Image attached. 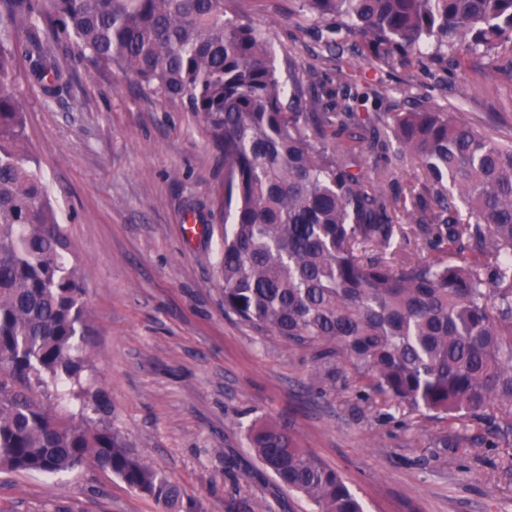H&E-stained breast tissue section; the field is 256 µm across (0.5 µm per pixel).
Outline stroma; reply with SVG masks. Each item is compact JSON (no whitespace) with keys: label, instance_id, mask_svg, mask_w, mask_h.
<instances>
[{"label":"stroma","instance_id":"stroma-1","mask_svg":"<svg viewBox=\"0 0 512 512\" xmlns=\"http://www.w3.org/2000/svg\"><path fill=\"white\" fill-rule=\"evenodd\" d=\"M266 30L280 74L304 97L338 73L376 95L357 111L363 171L392 156L388 112L438 109L512 143V80L483 60L374 57L341 18L303 0H237ZM73 90L45 101L17 62L14 92L28 142L86 277L81 345L113 426L166 473L197 512H312L278 486L248 443L250 425H285L298 447L340 472L365 512H512V433L500 411L448 422L369 392L349 364L335 375L305 349L224 313L219 274L224 158L193 113L142 92L117 69L61 55ZM197 232L186 237L184 217ZM0 512H160L109 472L48 477L0 471Z\"/></svg>","mask_w":512,"mask_h":512}]
</instances>
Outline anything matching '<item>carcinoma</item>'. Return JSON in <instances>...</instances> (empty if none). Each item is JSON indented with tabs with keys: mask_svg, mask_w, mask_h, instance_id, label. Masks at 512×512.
Returning a JSON list of instances; mask_svg holds the SVG:
<instances>
[{
	"mask_svg": "<svg viewBox=\"0 0 512 512\" xmlns=\"http://www.w3.org/2000/svg\"><path fill=\"white\" fill-rule=\"evenodd\" d=\"M230 3L0 0V470L56 475L92 464L162 512H186L179 486L129 448L83 380L85 277L12 88L21 58L46 101L69 95L63 47L195 113L224 155V314L326 364H350L412 411L512 417V145L448 112H394V159L372 176L352 169L346 157L364 151L352 128L358 95L317 97L315 112L298 94L283 104L265 30ZM304 4L345 18L375 51L448 47L486 58L492 78L512 72V0ZM407 159L425 175L408 231L397 216L406 200L383 188L392 162ZM398 235L448 259L398 263ZM62 385L79 412L51 402L49 389ZM248 438L278 485L314 512H364L342 476L285 427L256 424Z\"/></svg>",
	"mask_w": 512,
	"mask_h": 512,
	"instance_id": "1",
	"label": "carcinoma"
}]
</instances>
